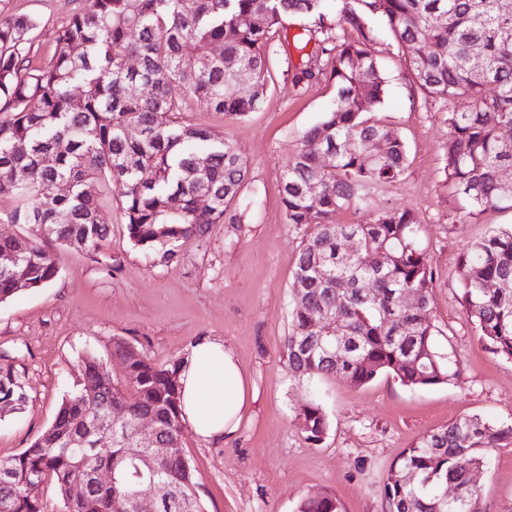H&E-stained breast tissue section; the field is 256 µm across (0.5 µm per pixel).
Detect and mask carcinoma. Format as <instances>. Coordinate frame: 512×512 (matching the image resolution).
Returning a JSON list of instances; mask_svg holds the SVG:
<instances>
[{"instance_id":"carcinoma-1","label":"carcinoma","mask_w":512,"mask_h":512,"mask_svg":"<svg viewBox=\"0 0 512 512\" xmlns=\"http://www.w3.org/2000/svg\"><path fill=\"white\" fill-rule=\"evenodd\" d=\"M292 15L315 50L294 42L301 62L291 83L299 89L324 80L335 89L324 120L303 136L281 184L289 224L312 225L302 241L293 277H307L295 297L284 341L288 367L299 380L343 375L353 387L391 375L409 389L448 381L435 351L429 298L432 271L418 245L420 224L407 208H384L364 224H338L336 209L371 207L370 189L399 182L407 147L399 131L376 117L385 77L372 47L390 38L401 49L409 94L448 123L445 183L459 218L487 209L512 210L501 185L512 178V0H86L56 30L46 64L32 56L34 19L0 20V195L16 201L14 224L30 232L0 238V251L20 258L27 287L53 282L59 269L50 247L83 243L92 253L111 240L101 213L100 187L117 193L129 242L168 263L178 243L204 240L224 223L248 169L235 146L183 120L190 100L231 120L256 111L268 90L269 53L284 47L283 22ZM255 19L251 26L240 19ZM221 46L224 57L213 49ZM479 48L483 67L470 62ZM136 65H129L130 61ZM139 131L134 137L126 130ZM382 152L370 158L372 142ZM319 183L312 193L313 183ZM66 189L59 190L60 186ZM209 205L201 209L198 198ZM359 252L343 250L346 238ZM384 253L393 255L389 265ZM466 270L461 304L490 353L512 360V227L474 242L461 257ZM496 288L489 290L485 283ZM14 274L0 268V304L17 294ZM404 292L416 302H399ZM325 311L323 329L306 310ZM116 340L112 359L121 374L88 354L82 379L47 429L20 453L0 459V501L11 512H48L24 480L53 486L64 512H79L95 496L98 512H134L135 495L151 482L166 485L159 512H204L200 485L187 456H160L152 473L137 476L131 456L136 425L151 417L157 447L181 439L178 364L132 360ZM25 409L24 373L0 368V402ZM112 420V441L82 453L68 447L94 422ZM305 439L318 445L330 421L309 400L295 411ZM512 445V423L480 415L425 434L404 449L383 485L386 512H483L473 471L493 448ZM454 485L458 497L441 490ZM297 512H344L333 492L303 499Z\"/></svg>"}]
</instances>
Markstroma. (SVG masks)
<instances>
[{
    "instance_id": "obj_1",
    "label": "stroma",
    "mask_w": 512,
    "mask_h": 512,
    "mask_svg": "<svg viewBox=\"0 0 512 512\" xmlns=\"http://www.w3.org/2000/svg\"><path fill=\"white\" fill-rule=\"evenodd\" d=\"M84 0H0V18L35 17L33 56L48 61L55 32ZM387 86L380 119L409 148L399 182L371 191L367 210L341 208L340 224L368 221L386 206L410 208L421 223L419 243L434 272L431 297L435 347L448 360L446 383L415 390L389 375L355 388L342 376L293 377L284 356L291 324L293 271L309 225L287 223L281 182L304 134L330 107L333 87L316 81L293 90L296 50L277 52L263 105L234 121L191 102L187 122L231 141L249 174L226 221L205 240L180 243L166 264L127 239L111 191L101 197L112 226L110 247L92 256L54 248L58 278L38 291H20L0 304V365L24 371L22 413L0 421V458L27 448L53 421L81 379V361L96 353L111 362L121 339L158 364L183 358L201 336H218L237 354L249 403L234 438L203 445L191 431L182 446L196 470L206 512H296L299 500L331 491L345 512H385L383 483L398 454L448 422L478 414L512 421V360L486 351L459 302V256L496 229L512 227V211L486 210L478 220L456 217L444 184L448 125L439 112L415 104L397 45L378 44ZM319 397L330 419L323 441L311 445L296 408ZM478 476L485 512H512V447L495 449Z\"/></svg>"
}]
</instances>
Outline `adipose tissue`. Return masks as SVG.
I'll use <instances>...</instances> for the list:
<instances>
[{
	"label": "adipose tissue",
	"mask_w": 512,
	"mask_h": 512,
	"mask_svg": "<svg viewBox=\"0 0 512 512\" xmlns=\"http://www.w3.org/2000/svg\"><path fill=\"white\" fill-rule=\"evenodd\" d=\"M182 421L205 443L234 437L248 406V387L235 351L222 339L197 338L178 370Z\"/></svg>",
	"instance_id": "obj_1"
}]
</instances>
